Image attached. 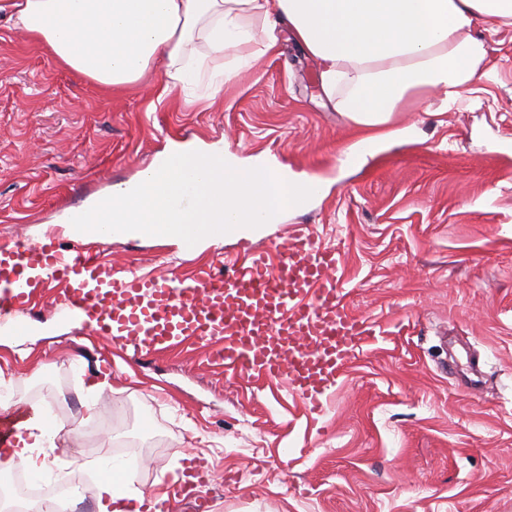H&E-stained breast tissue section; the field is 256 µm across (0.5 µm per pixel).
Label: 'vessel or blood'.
Here are the masks:
<instances>
[{
  "label": "vessel or blood",
  "mask_w": 512,
  "mask_h": 512,
  "mask_svg": "<svg viewBox=\"0 0 512 512\" xmlns=\"http://www.w3.org/2000/svg\"><path fill=\"white\" fill-rule=\"evenodd\" d=\"M339 253L305 228L270 266L247 248L241 263L216 261L191 279L140 274L81 247L44 241L0 246V322L16 318L38 289L64 286V301L97 335L124 338L134 356L186 337L221 341L225 372L270 378L312 409L324 410L338 378L375 334L337 287Z\"/></svg>",
  "instance_id": "1"
}]
</instances>
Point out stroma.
I'll return each mask as SVG.
<instances>
[{
	"label": "stroma",
	"instance_id": "stroma-1",
	"mask_svg": "<svg viewBox=\"0 0 512 512\" xmlns=\"http://www.w3.org/2000/svg\"><path fill=\"white\" fill-rule=\"evenodd\" d=\"M254 55L197 49L194 95L159 65L107 91L61 66L0 15V242L44 240L69 216L137 180L179 143H221L225 156L261 160L321 182L303 208L256 228L250 242L278 263L294 226L311 225L342 259L352 313L380 333L316 414L278 383L225 374L196 339L148 359L95 335L70 312L62 286L37 299L22 328L0 325V389L12 408H46L61 423L54 457L111 471L109 448L140 459L135 487H173L185 459L205 461L209 512H512V31L488 47L468 103L439 112L429 92L396 121L413 143L390 142L349 163L355 140L323 93L316 61L288 32ZM237 76L210 97L213 75ZM239 239L188 250L129 236L99 245L114 266L193 276ZM111 371L93 370L99 356ZM486 380L473 391L472 370ZM105 388L94 412L71 413L66 389Z\"/></svg>",
	"mask_w": 512,
	"mask_h": 512
}]
</instances>
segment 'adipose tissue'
<instances>
[{
  "instance_id": "obj_1",
  "label": "adipose tissue",
  "mask_w": 512,
  "mask_h": 512,
  "mask_svg": "<svg viewBox=\"0 0 512 512\" xmlns=\"http://www.w3.org/2000/svg\"><path fill=\"white\" fill-rule=\"evenodd\" d=\"M66 69L112 88L143 79L153 66L192 85L200 66L191 48L253 56L249 21H263L267 48L289 30L317 63L324 93L359 133L350 152L414 138L393 122L420 94L442 91L440 111L473 93L488 57V34L512 29V0H0V13ZM487 24V33L477 31ZM61 424L37 409L17 425L0 471L36 467L33 449Z\"/></svg>"
}]
</instances>
